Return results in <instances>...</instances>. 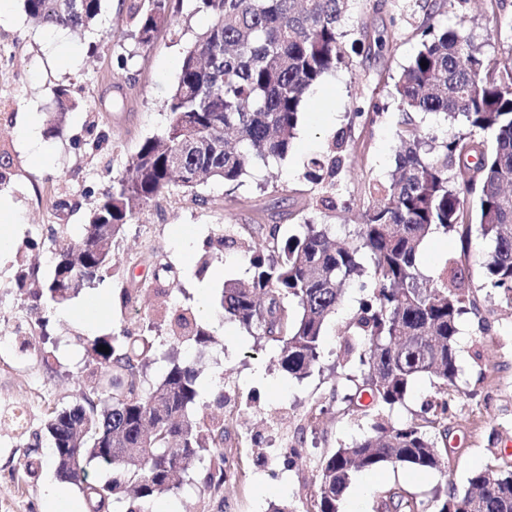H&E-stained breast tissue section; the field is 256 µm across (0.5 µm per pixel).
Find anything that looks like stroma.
<instances>
[{"instance_id": "35a3bbf8", "label": "stroma", "mask_w": 512, "mask_h": 512, "mask_svg": "<svg viewBox=\"0 0 512 512\" xmlns=\"http://www.w3.org/2000/svg\"><path fill=\"white\" fill-rule=\"evenodd\" d=\"M130 0H104L96 26L82 35L37 26L14 5L13 20L0 25V44L10 55L0 66V156L9 160V174L0 181V196L9 198L21 217L0 265V334L15 323L34 321L37 312L31 288L16 285V260L36 258L42 276H50L55 246L49 229L80 239L85 224L115 178L125 172L143 141L165 124L164 100L175 83L187 47L209 24L196 12L195 0H174L175 22L162 29L150 48L132 38L127 7ZM457 30L473 37L497 69L512 67V38L496 34V26L512 24V0H437L433 11L421 9L400 16L396 0H358L346 14L349 38L360 30L384 40L383 47L352 54L353 65L325 76L306 96L291 151L282 159L251 170L241 186L228 190L208 181L198 194L175 188L156 205L141 210L126 224L119 243L125 261L146 275L144 258L154 255L171 264L177 284L160 281L138 302L122 307L121 275L96 282L94 291L110 300L104 324L89 327L76 312L81 296L49 321L45 333L48 363L27 351L0 349V512H46L45 492L56 486L65 497L82 501L75 485L60 481L50 464L52 443L43 430L49 408L78 403L89 369L87 342L129 327L154 336L156 352L144 368L145 385L153 387L169 359H187L198 371L201 403L195 416L228 415L230 435L225 453L234 454L239 475L219 488L201 482L203 466L181 474L170 490L145 502L146 512H272L291 507L309 512L317 495L321 458L333 448L362 437L376 416L337 408L315 422L310 408L329 395L336 383L346 326L358 307L350 291L332 317L319 364L301 380L279 370L277 351L257 335L224 318L225 281L247 279V263L239 250H215L226 225L257 231L275 224L288 238L307 221L332 225L337 241L348 239L359 224L369 182L385 179L395 168L396 129L403 116L394 86L419 48L418 29ZM128 59L119 66L118 56ZM67 90L75 103L65 126L49 132L46 115L55 109V93ZM367 101L382 112L372 125H349L354 103ZM33 120L48 158L34 162L17 135L20 123ZM351 129V157L339 181L349 208L322 205V192L303 177L309 159L325 154L336 131ZM195 234L198 255L212 252L207 270L196 259L184 260L178 246L181 232ZM189 308L211 340L196 345L169 336L159 311ZM489 323L480 331L478 318ZM460 384L465 393L448 418V458L442 471L420 477L406 468L382 467L355 473L340 512H377L383 492L400 485L421 498L455 483L465 486L470 475L493 462L512 465V308L496 298L481 302L480 316L460 321ZM224 405H217L216 394ZM298 447L294 466L285 457Z\"/></svg>"}]
</instances>
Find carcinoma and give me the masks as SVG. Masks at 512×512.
<instances>
[{"instance_id": "obj_1", "label": "carcinoma", "mask_w": 512, "mask_h": 512, "mask_svg": "<svg viewBox=\"0 0 512 512\" xmlns=\"http://www.w3.org/2000/svg\"><path fill=\"white\" fill-rule=\"evenodd\" d=\"M209 27L185 51L180 72L164 102L167 121L112 182L93 221L77 242L61 241L52 276L38 282L35 266L21 262L17 280L39 284L49 312L72 295L121 267L117 243L125 224L158 196L177 186L196 192L206 180L233 190L249 170L284 158L292 146L303 101L328 73L349 65L347 32L341 27L349 0H196ZM34 23L85 31L96 22L102 0H22ZM128 17L139 46L172 24V0H131ZM421 47L395 85L404 112L442 113L462 119L467 132L452 138L407 123L397 131L396 167L385 181L368 185L369 204L354 242L331 241L329 224L308 222L281 244L279 228L259 240L226 232L219 243L243 249L250 279L224 282V317L277 346L279 368L298 380L320 359L328 321L350 289L362 293L343 340L342 373L311 418L335 413L336 402L375 407L405 401L414 381L439 380L436 395L404 423H375L362 439L336 448L320 461L315 512H339L353 472L383 466L419 475L438 471L447 448L449 398L460 392L457 336L461 317L480 315L476 291L465 285L461 261L448 259L428 276L418 253L428 235L456 236L466 255L477 236L489 246L480 290L512 305V69L494 74L481 47L463 34L424 25ZM427 66H421V63ZM74 108L66 90L57 93L51 128L61 127ZM375 105L360 102L351 121L373 124ZM481 134L494 141L487 146ZM347 137L333 136L330 153L310 160L304 178L337 186ZM112 225L103 239L98 225ZM151 279L127 278L123 306L142 290L176 279L167 263L152 261ZM170 336L208 341L194 312L166 313ZM105 345L109 353L97 351ZM155 339L122 329L88 341L93 365L80 403L53 409L44 421L52 462L63 482L79 487L91 512H143L139 502L170 489L171 475L195 466L206 453L213 469L207 487L226 481V419L206 422L191 414L198 404L197 373L186 360L170 361L163 379L144 387L143 366ZM120 475L104 484L87 480L86 467L105 462ZM381 512H512V470L488 463L465 489L419 499L401 487L387 489Z\"/></svg>"}]
</instances>
